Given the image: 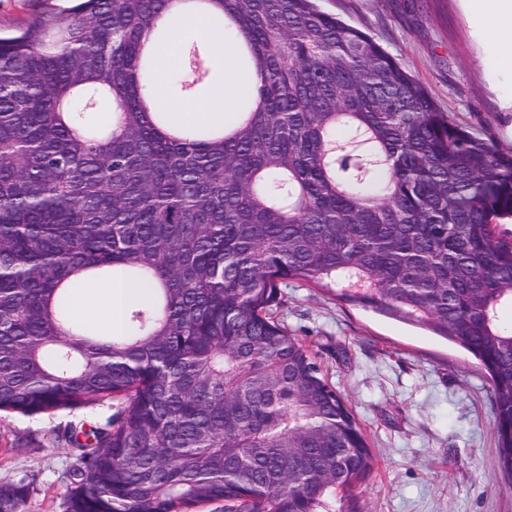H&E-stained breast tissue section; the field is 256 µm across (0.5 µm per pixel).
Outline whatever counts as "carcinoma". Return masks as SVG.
I'll use <instances>...</instances> for the list:
<instances>
[{
  "instance_id": "obj_1",
  "label": "carcinoma",
  "mask_w": 512,
  "mask_h": 512,
  "mask_svg": "<svg viewBox=\"0 0 512 512\" xmlns=\"http://www.w3.org/2000/svg\"><path fill=\"white\" fill-rule=\"evenodd\" d=\"M174 2L74 0L0 36V412L119 404L67 432L66 512L355 510L373 456L275 317L295 281L479 361L511 489L512 148L315 0H181L220 10L259 85L223 129L179 125L146 80ZM202 63L182 40L183 94ZM82 274L150 294L108 336L70 316ZM30 490L4 485L0 512Z\"/></svg>"
}]
</instances>
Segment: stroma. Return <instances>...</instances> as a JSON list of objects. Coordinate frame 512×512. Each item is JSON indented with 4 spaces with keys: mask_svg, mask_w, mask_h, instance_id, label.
Segmentation results:
<instances>
[{
    "mask_svg": "<svg viewBox=\"0 0 512 512\" xmlns=\"http://www.w3.org/2000/svg\"><path fill=\"white\" fill-rule=\"evenodd\" d=\"M377 42L460 126L512 146V73L499 71L462 0H319ZM68 0H0V32L25 27ZM281 322L351 403L374 456L357 512H512L492 429L491 386L479 362L432 331L293 283ZM115 405L0 414V484L27 478L23 512H66L76 462L73 426Z\"/></svg>",
    "mask_w": 512,
    "mask_h": 512,
    "instance_id": "stroma-1",
    "label": "stroma"
}]
</instances>
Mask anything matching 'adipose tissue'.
I'll list each match as a JSON object with an SVG mask.
<instances>
[{
  "label": "adipose tissue",
  "mask_w": 512,
  "mask_h": 512,
  "mask_svg": "<svg viewBox=\"0 0 512 512\" xmlns=\"http://www.w3.org/2000/svg\"><path fill=\"white\" fill-rule=\"evenodd\" d=\"M470 13L482 22V35L498 50V62L512 71V0H464ZM177 33L156 40L154 52L157 66L148 77L154 108L168 112L185 126H220L233 116L234 108L256 95L257 74L254 69L241 67L237 62L236 40L224 37V29L212 16L175 8ZM186 36L205 38L215 56L219 76L206 92L197 98L178 96L173 91V79L179 67V42ZM93 297L104 311V324L119 326L124 303L144 299L143 289L112 281L81 283L74 306L84 305Z\"/></svg>",
  "instance_id": "obj_1"
}]
</instances>
